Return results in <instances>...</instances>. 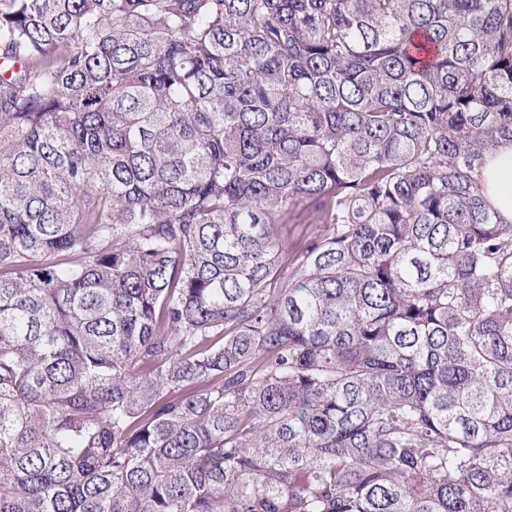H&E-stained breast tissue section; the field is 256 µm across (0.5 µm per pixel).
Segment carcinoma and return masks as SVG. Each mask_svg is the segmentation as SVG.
<instances>
[{"mask_svg":"<svg viewBox=\"0 0 512 512\" xmlns=\"http://www.w3.org/2000/svg\"><path fill=\"white\" fill-rule=\"evenodd\" d=\"M504 141L512 0H0V512H512ZM485 196L503 218L512 223V144L503 145L482 170ZM285 240L288 242V253L290 259L299 254L305 247L310 235L322 224H311L308 213L302 206L296 207L288 217V224H285Z\"/></svg>","mask_w":512,"mask_h":512,"instance_id":"cac0c4a2","label":"carcinoma"}]
</instances>
